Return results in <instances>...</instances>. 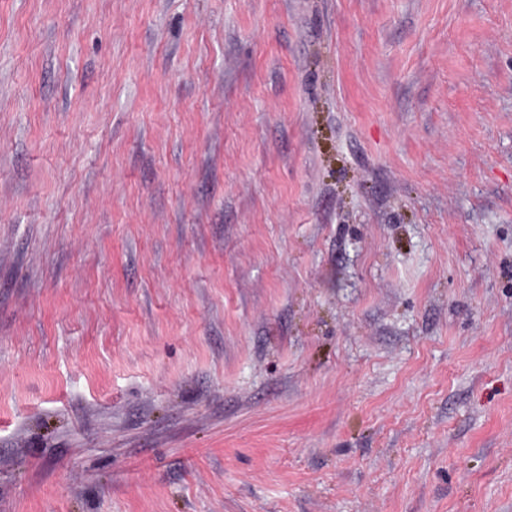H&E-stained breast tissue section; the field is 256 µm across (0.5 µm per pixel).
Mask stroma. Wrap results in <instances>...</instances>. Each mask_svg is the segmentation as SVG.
<instances>
[{"instance_id":"1","label":"stroma","mask_w":512,"mask_h":512,"mask_svg":"<svg viewBox=\"0 0 512 512\" xmlns=\"http://www.w3.org/2000/svg\"><path fill=\"white\" fill-rule=\"evenodd\" d=\"M0 512H512V0H0Z\"/></svg>"}]
</instances>
